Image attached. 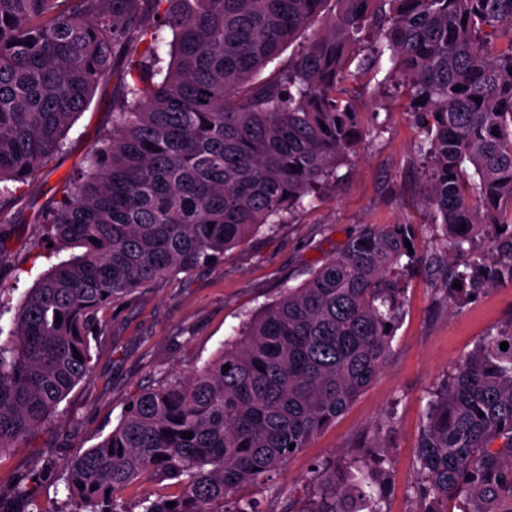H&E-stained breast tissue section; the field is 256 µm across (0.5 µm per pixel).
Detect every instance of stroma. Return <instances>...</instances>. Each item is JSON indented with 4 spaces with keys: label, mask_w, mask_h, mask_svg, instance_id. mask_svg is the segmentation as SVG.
<instances>
[{
    "label": "stroma",
    "mask_w": 512,
    "mask_h": 512,
    "mask_svg": "<svg viewBox=\"0 0 512 512\" xmlns=\"http://www.w3.org/2000/svg\"><path fill=\"white\" fill-rule=\"evenodd\" d=\"M122 59L69 129L65 147L33 173L22 198L0 223V326L10 327L37 276L67 259L50 245L36 221L80 167L100 133L112 125ZM386 60L364 77L375 85L355 106L364 125L380 127L351 163L341 167L311 206L297 210L275 231L259 230L217 263L157 281L115 304L91 340V374L64 398L58 414L11 451L0 454V495L16 484L54 512L67 491L68 462L99 443L137 394L166 375L201 368L234 336L245 316L297 287L364 224H428L423 207L428 183L417 153L420 132L408 96L384 84ZM512 319V287L492 288L463 308L447 303L435 282L416 272L405 280L402 315L386 366L336 421L302 449L266 485L245 486L264 512H280L290 494H302L313 465L331 458L366 459L362 436L381 435L390 488L386 512H415L414 458L429 395L455 362L490 329Z\"/></svg>",
    "instance_id": "obj_1"
}]
</instances>
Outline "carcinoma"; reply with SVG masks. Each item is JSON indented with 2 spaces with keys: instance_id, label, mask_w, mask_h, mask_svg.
<instances>
[{
  "instance_id": "obj_1",
  "label": "carcinoma",
  "mask_w": 512,
  "mask_h": 512,
  "mask_svg": "<svg viewBox=\"0 0 512 512\" xmlns=\"http://www.w3.org/2000/svg\"><path fill=\"white\" fill-rule=\"evenodd\" d=\"M300 38L288 69L255 80ZM120 56L112 126L37 215L80 252L0 327V453L89 375L93 328L116 301L220 259L337 177L370 136L346 84L373 60L388 58L384 81H401L424 134V205L447 249L410 254L415 225H364L66 466L67 512H132L124 491L154 476L175 492L141 512H263L239 488L285 468L382 372L407 274L424 268L452 303L512 286V0H0V199L63 149ZM479 224L495 229L486 255L465 248ZM450 250L466 260L448 264ZM362 447L374 465L317 463L283 512H383L386 444ZM415 464L416 512H493L512 492V319L431 393ZM0 512L46 510L21 485Z\"/></svg>"
}]
</instances>
